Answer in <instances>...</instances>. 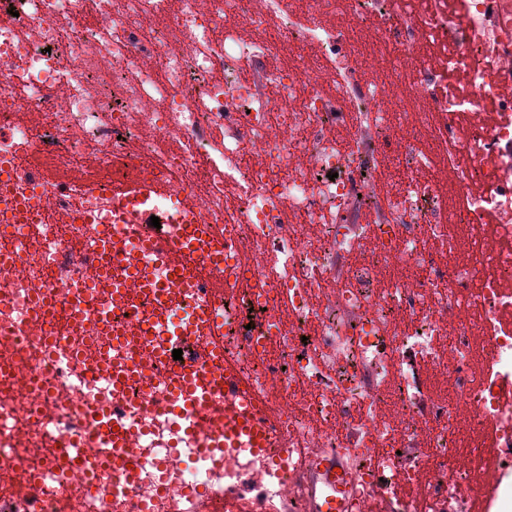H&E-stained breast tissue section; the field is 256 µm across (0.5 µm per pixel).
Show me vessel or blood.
Here are the masks:
<instances>
[{"instance_id":"b4317fda","label":"vessel or blood","mask_w":512,"mask_h":512,"mask_svg":"<svg viewBox=\"0 0 512 512\" xmlns=\"http://www.w3.org/2000/svg\"><path fill=\"white\" fill-rule=\"evenodd\" d=\"M158 197L173 201L175 231L166 238L142 236L140 244L141 254L161 258L167 264L168 274L163 278L154 277L141 263L140 255L128 253L121 240L122 231L149 223L155 214L149 202ZM202 221L200 203L171 183L146 174L112 182V227L101 234L104 249L112 254L109 267L112 301L116 304L127 301L128 287L132 284L152 297L153 307L141 334L150 339L149 350L153 355L165 356L167 347L162 344V337L195 336L218 322L216 307L209 298L180 321H173L171 315L181 296L199 290L205 278V267L224 265L227 253L224 239L202 230ZM170 386L177 401L175 412L184 416L189 426L195 422V409L221 400L230 405L231 413L224 419L225 447L252 449L263 461L275 441L283 435L277 419L239 379L230 363L216 367L204 363L201 354H189L183 358ZM305 473L310 479L309 512H352L356 478L340 451L313 457Z\"/></svg>"}]
</instances>
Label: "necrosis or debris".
I'll use <instances>...</instances> for the list:
<instances>
[{
	"mask_svg": "<svg viewBox=\"0 0 512 512\" xmlns=\"http://www.w3.org/2000/svg\"><path fill=\"white\" fill-rule=\"evenodd\" d=\"M337 7L376 18L387 65L428 110L356 82L358 42L322 21ZM287 41V64L263 70ZM418 131L432 156L413 150ZM37 155L175 179L223 230L238 283L223 335L195 342L279 416L275 460L225 452L220 405L184 433L165 387L177 361L151 358L97 285L110 183L40 174ZM0 167L34 209L18 224L0 198V257L23 246L0 260V512H305L295 456L310 448L347 449L356 512L379 470L388 512H498L512 487V0H0ZM438 248L460 266L436 270ZM107 361L146 371L118 392ZM104 415L132 429V473L109 467ZM417 448L452 464L422 483Z\"/></svg>",
	"mask_w": 512,
	"mask_h": 512,
	"instance_id": "obj_1",
	"label": "necrosis or debris"
}]
</instances>
